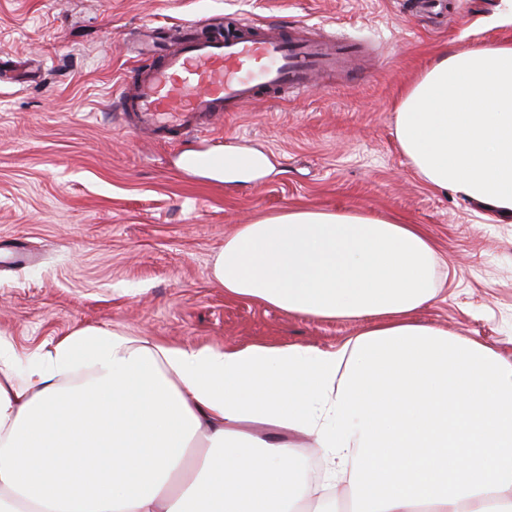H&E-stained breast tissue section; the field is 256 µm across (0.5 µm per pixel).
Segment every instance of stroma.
<instances>
[{
    "mask_svg": "<svg viewBox=\"0 0 512 512\" xmlns=\"http://www.w3.org/2000/svg\"><path fill=\"white\" fill-rule=\"evenodd\" d=\"M501 0H0V336L25 378L32 360L93 326L170 347L302 345L331 350L359 320L320 321L228 295L211 276L240 224L290 207L362 210L419 225L448 267L419 321L512 357V223L424 184L394 136L405 87L436 57L511 41ZM289 35L311 25L357 44L349 69L301 95L258 98L208 132L132 129L117 98L151 29L201 17ZM265 155L254 180L184 171L187 154Z\"/></svg>",
    "mask_w": 512,
    "mask_h": 512,
    "instance_id": "35a3bbf8",
    "label": "stroma"
}]
</instances>
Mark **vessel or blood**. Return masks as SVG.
<instances>
[{
    "mask_svg": "<svg viewBox=\"0 0 512 512\" xmlns=\"http://www.w3.org/2000/svg\"><path fill=\"white\" fill-rule=\"evenodd\" d=\"M345 43L308 31L301 36L250 35L226 41L185 40L179 49L123 79L120 111L138 129L206 130L259 90L282 96L309 89L318 73L349 56Z\"/></svg>",
    "mask_w": 512,
    "mask_h": 512,
    "instance_id": "obj_1",
    "label": "vessel or blood"
}]
</instances>
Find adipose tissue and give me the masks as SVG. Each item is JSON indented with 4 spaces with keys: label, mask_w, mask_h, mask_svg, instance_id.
<instances>
[{
    "label": "adipose tissue",
    "mask_w": 512,
    "mask_h": 512,
    "mask_svg": "<svg viewBox=\"0 0 512 512\" xmlns=\"http://www.w3.org/2000/svg\"><path fill=\"white\" fill-rule=\"evenodd\" d=\"M395 135L429 187L512 218V43L438 58ZM441 268L417 225L291 207L238 225L211 275L288 313L365 320L336 349L84 327L20 382L0 339V512H325L293 434L313 437L352 512H512V358L416 319Z\"/></svg>",
    "instance_id": "obj_1"
}]
</instances>
